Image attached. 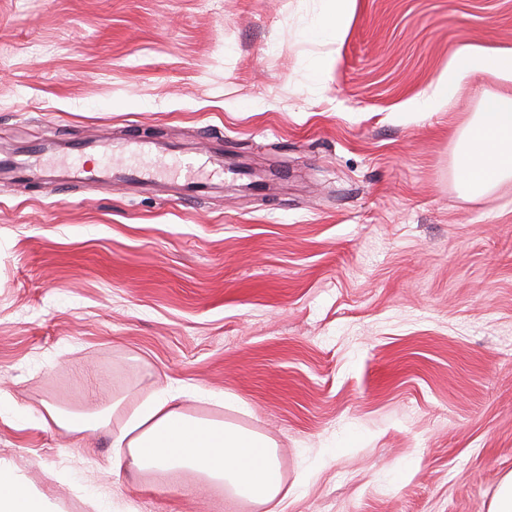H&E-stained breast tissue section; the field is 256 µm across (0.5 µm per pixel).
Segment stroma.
<instances>
[{"label": "stroma", "instance_id": "1", "mask_svg": "<svg viewBox=\"0 0 512 512\" xmlns=\"http://www.w3.org/2000/svg\"><path fill=\"white\" fill-rule=\"evenodd\" d=\"M0 0V467L44 512H265L192 473L112 471L125 408L277 445L283 512H489L512 473V184L463 193L487 94L408 102L512 0ZM209 157L99 179L108 147ZM105 416L97 432L44 424ZM355 0H326V11L321 22L324 43L339 44L346 33L352 17Z\"/></svg>", "mask_w": 512, "mask_h": 512}]
</instances>
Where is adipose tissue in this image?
Masks as SVG:
<instances>
[{"label":"adipose tissue","instance_id":"obj_1","mask_svg":"<svg viewBox=\"0 0 512 512\" xmlns=\"http://www.w3.org/2000/svg\"><path fill=\"white\" fill-rule=\"evenodd\" d=\"M484 74L512 81V49L464 47L408 109L437 110L465 78ZM455 177L470 194L512 180V96L491 94L482 100L456 143ZM173 401L163 395L143 402L113 430V469H187L223 481L249 501L274 507L283 502L275 444L230 423L188 416Z\"/></svg>","mask_w":512,"mask_h":512}]
</instances>
